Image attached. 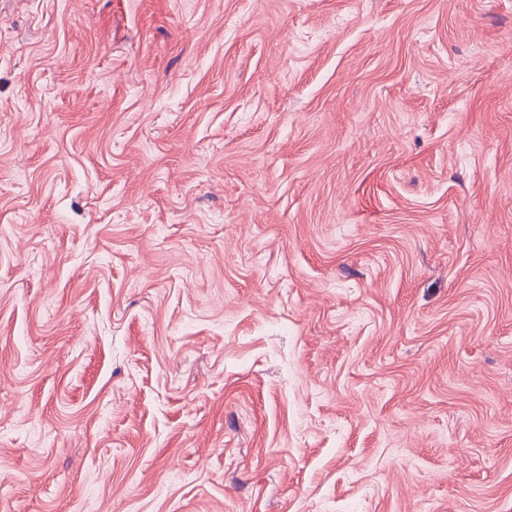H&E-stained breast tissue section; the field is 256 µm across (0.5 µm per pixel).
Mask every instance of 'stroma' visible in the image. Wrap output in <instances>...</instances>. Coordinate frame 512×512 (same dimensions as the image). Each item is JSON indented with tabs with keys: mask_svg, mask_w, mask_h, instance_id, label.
Masks as SVG:
<instances>
[{
	"mask_svg": "<svg viewBox=\"0 0 512 512\" xmlns=\"http://www.w3.org/2000/svg\"><path fill=\"white\" fill-rule=\"evenodd\" d=\"M0 512H512V0H0Z\"/></svg>",
	"mask_w": 512,
	"mask_h": 512,
	"instance_id": "35a3bbf8",
	"label": "stroma"
}]
</instances>
